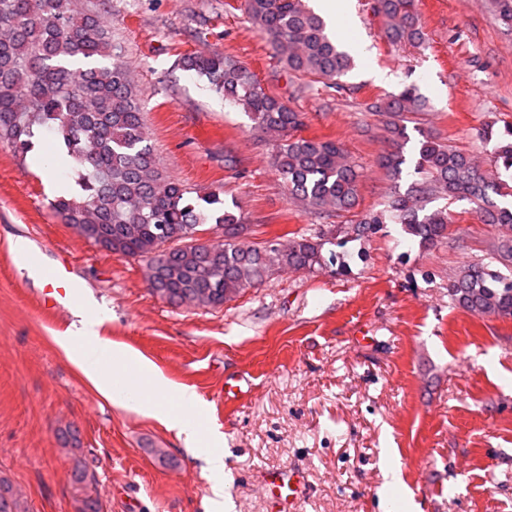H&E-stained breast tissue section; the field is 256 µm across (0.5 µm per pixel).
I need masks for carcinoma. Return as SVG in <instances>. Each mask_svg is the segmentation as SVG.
<instances>
[{"label": "carcinoma", "mask_w": 512, "mask_h": 512, "mask_svg": "<svg viewBox=\"0 0 512 512\" xmlns=\"http://www.w3.org/2000/svg\"><path fill=\"white\" fill-rule=\"evenodd\" d=\"M247 10L288 72L341 88L352 58L303 0H247ZM373 10L391 43L425 41L416 0H375ZM114 49L100 0H0V140L23 155L35 134H56L50 152L70 158L80 188L53 203L65 223L106 252L143 259L150 291L171 305L220 307L279 269L322 268L324 236L298 233L286 245L278 237L246 245L242 215L214 194L188 201L186 189L163 175L130 71L114 58ZM180 63L205 77L258 129L279 136L273 161L291 200L338 217L357 205L359 174L342 147L298 135L300 113L268 94L248 68L219 52L184 54ZM429 108L414 85L383 103L394 117ZM391 133L397 140L382 163L398 182L406 163L398 143L404 127L393 122ZM503 137L497 155L508 171L512 126ZM412 176L405 192L390 198L388 212L419 245L430 248L448 238V212L427 209L433 196L444 194L476 205L482 223L497 230L498 257L512 263V204L499 201L512 197L509 182L487 177L471 154L428 137L420 141ZM210 219L222 238L206 244L194 233ZM448 297L473 315L511 318L512 275L491 271L482 261L469 263L451 278ZM0 512H28L2 476Z\"/></svg>", "instance_id": "1"}]
</instances>
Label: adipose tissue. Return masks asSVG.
<instances>
[{
	"label": "adipose tissue",
	"instance_id": "1",
	"mask_svg": "<svg viewBox=\"0 0 512 512\" xmlns=\"http://www.w3.org/2000/svg\"><path fill=\"white\" fill-rule=\"evenodd\" d=\"M75 314L78 327L57 335L55 342L85 379L113 404L158 419L186 447L202 442L205 404L194 388L170 385L150 361L100 335L102 312L79 308Z\"/></svg>",
	"mask_w": 512,
	"mask_h": 512
}]
</instances>
